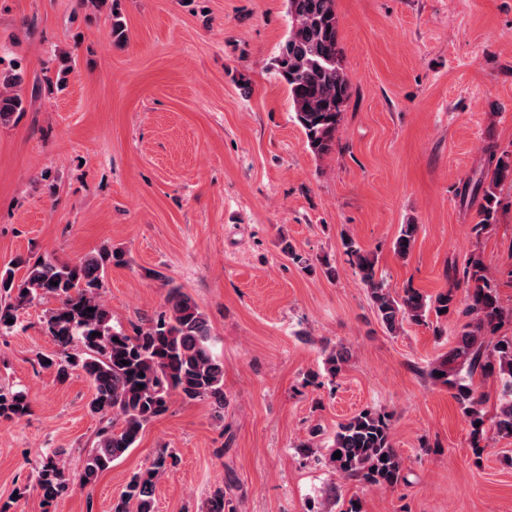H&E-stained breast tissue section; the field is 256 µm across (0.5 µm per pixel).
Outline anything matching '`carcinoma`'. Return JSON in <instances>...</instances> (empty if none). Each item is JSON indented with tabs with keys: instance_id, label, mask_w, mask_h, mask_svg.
Segmentation results:
<instances>
[{
	"instance_id": "1",
	"label": "carcinoma",
	"mask_w": 512,
	"mask_h": 512,
	"mask_svg": "<svg viewBox=\"0 0 512 512\" xmlns=\"http://www.w3.org/2000/svg\"><path fill=\"white\" fill-rule=\"evenodd\" d=\"M335 0H287L289 28L275 60L277 78L288 88L295 121L302 128L308 148L327 155L336 145L342 107L349 95V81L341 64ZM25 109L19 94L0 93V121ZM488 184L483 188L476 231L497 222V190L512 185V154L487 148ZM416 224H403L394 251L405 257L415 240ZM345 252L367 287L377 317L388 333L397 335L409 323L427 324L430 315L448 316L456 308V289L426 297L413 288L399 295L376 278L375 261L355 242H344ZM106 254L86 255L72 262L38 257L25 262L24 277L14 271L0 272V335L16 327L17 310L37 298L52 297L57 306L44 316L47 333L59 348L58 356L41 360L44 368H56L57 377L70 371L86 375L93 386L90 412L99 428L93 447L75 476L70 475L55 452L37 467L42 496L53 501L69 491L91 486L98 475L136 444L140 433L165 414L173 396L184 400H208L224 408V366L212 346V334L198 302L180 288L170 289L166 310L151 323L129 336L112 326V313L100 299L101 271ZM466 305L462 326L454 345L428 364L427 376L454 391L476 441L483 440L487 396L477 391L474 376L497 375L503 388L496 400L497 435L512 438V336H498L504 310L497 290L484 274L482 257L471 254L463 270ZM92 311H87V308ZM13 323H7V320ZM118 341H113V338ZM127 364H122V361ZM349 360L346 348L329 350L325 369L334 376ZM30 412L22 391L0 389V418L20 419ZM341 457L334 458L335 452ZM162 453L149 468L126 485L112 512H154V489L167 466ZM328 464L342 476L371 485L394 488L408 483L399 455L392 445L388 415L371 409L359 411L338 425L325 455ZM231 500L217 487L205 503V512H225Z\"/></svg>"
}]
</instances>
